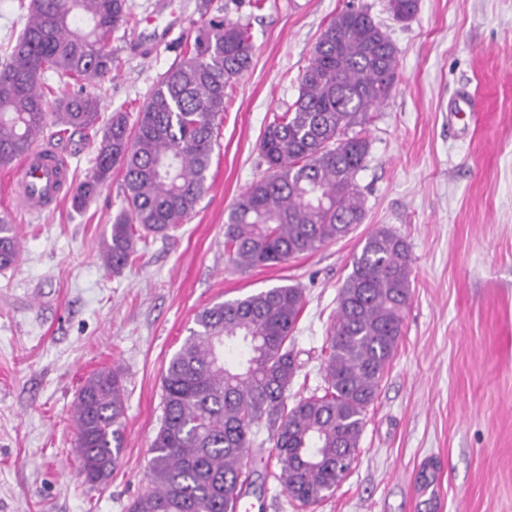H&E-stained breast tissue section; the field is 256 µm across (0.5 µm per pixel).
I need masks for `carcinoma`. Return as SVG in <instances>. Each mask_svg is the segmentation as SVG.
Here are the masks:
<instances>
[{
	"mask_svg": "<svg viewBox=\"0 0 512 512\" xmlns=\"http://www.w3.org/2000/svg\"><path fill=\"white\" fill-rule=\"evenodd\" d=\"M397 21L418 0H388ZM26 21L0 64V166L70 129H90L100 100L85 82L112 76V34L129 23L127 0H28ZM248 26L211 19L180 52L134 124L112 114L95 147L92 175L72 190L82 207L123 172L125 207L113 218L101 259L118 272L142 233L166 234L194 211L206 190L225 89L249 69ZM73 81L58 111L46 110L42 75ZM398 81L397 50L364 9L346 5L315 44L295 102L273 115L258 145L266 175L231 208L224 250L239 270L283 263L346 236L364 219L356 175L370 143L366 127ZM16 226L0 216V269L17 262ZM406 241L380 226L353 256L339 290L324 394L288 406L299 368L293 333L302 290L281 285L215 303L194 317L162 376V417L145 479L128 512H236L256 486L262 459L252 448L266 429L278 480L292 501L312 507L346 477L366 412L403 335L411 298ZM125 386L115 369L92 374L74 405L79 475L102 485L125 447Z\"/></svg>",
	"mask_w": 512,
	"mask_h": 512,
	"instance_id": "cac0c4a2",
	"label": "carcinoma"
}]
</instances>
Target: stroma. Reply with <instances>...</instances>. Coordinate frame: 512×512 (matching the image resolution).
I'll use <instances>...</instances> for the list:
<instances>
[{
	"mask_svg": "<svg viewBox=\"0 0 512 512\" xmlns=\"http://www.w3.org/2000/svg\"><path fill=\"white\" fill-rule=\"evenodd\" d=\"M348 0H240L249 70L227 89L207 191L170 236L136 243L120 272L100 259L124 204L121 170L84 209L62 198L34 214L0 167V215L21 237L0 270V512H127L146 485L162 415L161 381L204 307L295 285L302 367L291 400L323 389L340 287L359 243L384 225L413 258L397 353L369 407L357 458L314 512H512V0H419L393 20L368 7L398 49L399 81L368 126L356 182L362 224L287 262L240 271L227 260L228 213L265 172L258 143L298 94L313 47ZM136 24L112 38L103 117L138 110L206 24L196 0H128ZM101 128L59 145L73 181L93 172ZM120 371L125 448L103 486L83 481L73 407L86 378Z\"/></svg>",
	"mask_w": 512,
	"mask_h": 512,
	"instance_id": "obj_1",
	"label": "stroma"
}]
</instances>
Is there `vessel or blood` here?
I'll use <instances>...</instances> for the list:
<instances>
[{
	"mask_svg": "<svg viewBox=\"0 0 512 512\" xmlns=\"http://www.w3.org/2000/svg\"><path fill=\"white\" fill-rule=\"evenodd\" d=\"M69 163L52 148L37 147L17 166L13 182L16 196L29 211L42 213L67 184Z\"/></svg>",
	"mask_w": 512,
	"mask_h": 512,
	"instance_id": "obj_1",
	"label": "vessel or blood"
}]
</instances>
